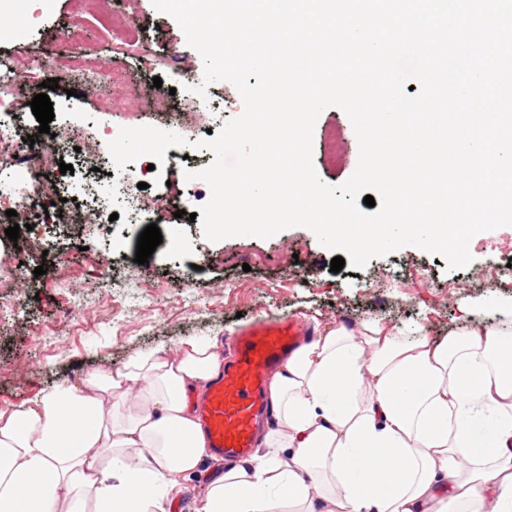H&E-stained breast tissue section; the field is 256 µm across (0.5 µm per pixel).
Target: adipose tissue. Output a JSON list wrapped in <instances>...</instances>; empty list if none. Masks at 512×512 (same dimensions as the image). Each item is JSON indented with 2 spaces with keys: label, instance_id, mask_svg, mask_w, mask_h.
<instances>
[{
  "label": "adipose tissue",
  "instance_id": "obj_1",
  "mask_svg": "<svg viewBox=\"0 0 512 512\" xmlns=\"http://www.w3.org/2000/svg\"><path fill=\"white\" fill-rule=\"evenodd\" d=\"M213 340L89 372L0 414V512H172L209 453L189 395ZM277 422L197 512H491L512 507V326L409 338L327 326L269 383Z\"/></svg>",
  "mask_w": 512,
  "mask_h": 512
}]
</instances>
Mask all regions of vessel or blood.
<instances>
[{"instance_id": "vessel-or-blood-1", "label": "vessel or blood", "mask_w": 512, "mask_h": 512, "mask_svg": "<svg viewBox=\"0 0 512 512\" xmlns=\"http://www.w3.org/2000/svg\"><path fill=\"white\" fill-rule=\"evenodd\" d=\"M303 333L299 321L282 319L255 324L238 335L233 361L197 403L215 455L242 459L253 454L256 431L267 411V375Z\"/></svg>"}]
</instances>
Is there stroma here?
<instances>
[{
	"instance_id": "35a3bbf8",
	"label": "stroma",
	"mask_w": 512,
	"mask_h": 512,
	"mask_svg": "<svg viewBox=\"0 0 512 512\" xmlns=\"http://www.w3.org/2000/svg\"><path fill=\"white\" fill-rule=\"evenodd\" d=\"M32 19L23 36H0V59L27 62L26 80L16 89L14 114L6 124L34 135L39 123L30 102L51 73L45 60L52 54L76 52L95 59L98 75H61L49 98L55 118L50 124L55 146H77L66 155L73 173L63 174L50 163L52 178L66 181L72 198L56 202L68 212L65 224L49 222L21 231L18 241L5 235L0 222V281L14 296L12 308L0 310V412L39 398L66 382H79L99 368L116 369L147 352L174 354L182 342L214 339L225 360L233 358L237 333L259 319L296 318L307 336L336 322L355 327L377 321L407 332L441 339L454 328L478 321L494 322L489 305L512 304V279L492 278L493 268L512 260V226L481 232L472 239V263L449 269L437 254L406 246L370 260L365 268L330 270L332 252L315 234L293 227L268 239L237 236L217 242L206 239L199 222L189 216L201 203L184 178L185 171L212 163L209 150L184 155L175 147L162 180L142 188L138 164L126 165L118 189L136 188L137 205L127 206V226L94 224L92 209L111 208L101 190L109 176L99 169L105 151L99 131L111 123L130 127L153 125L177 131L186 140L206 139L226 119L238 116L243 103L227 81L206 86L222 106L200 111L187 76L202 73L201 55L188 46L173 17L157 11L152 0H126L114 13L115 26L136 21L144 30L142 62H128L123 84L111 93L99 88L100 74L114 65L112 41L96 20L74 25L71 0H35ZM161 87H154V78ZM175 94L176 112H151L148 100ZM359 144L352 123L337 107L318 117L313 135V163L319 178L338 186L355 172ZM178 198L187 216L179 221V249L160 244L145 264L135 262L140 233L145 228L137 209H154L167 198ZM66 260L63 274L51 266ZM47 272L34 276L35 267ZM466 296L473 308L464 314L457 301ZM224 463L204 458L184 481L173 512H196Z\"/></svg>"
}]
</instances>
